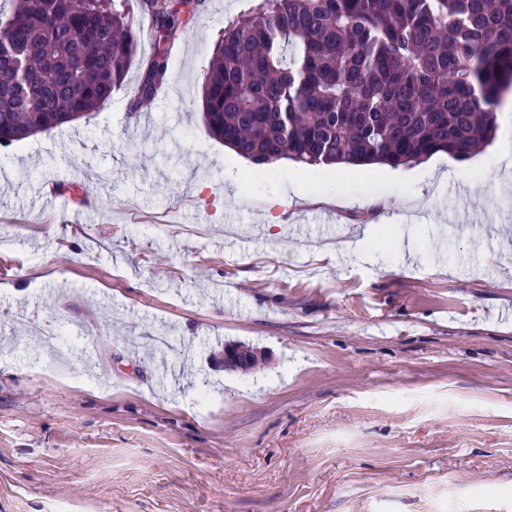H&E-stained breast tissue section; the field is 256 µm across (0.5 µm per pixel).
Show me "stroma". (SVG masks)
<instances>
[{"label":"stroma","mask_w":512,"mask_h":512,"mask_svg":"<svg viewBox=\"0 0 512 512\" xmlns=\"http://www.w3.org/2000/svg\"><path fill=\"white\" fill-rule=\"evenodd\" d=\"M253 3L186 18L140 117L147 40L103 110L0 146V512H512V123L259 171L202 112ZM257 357L256 351L242 345L224 347L223 363L226 370H241Z\"/></svg>","instance_id":"35a3bbf8"}]
</instances>
